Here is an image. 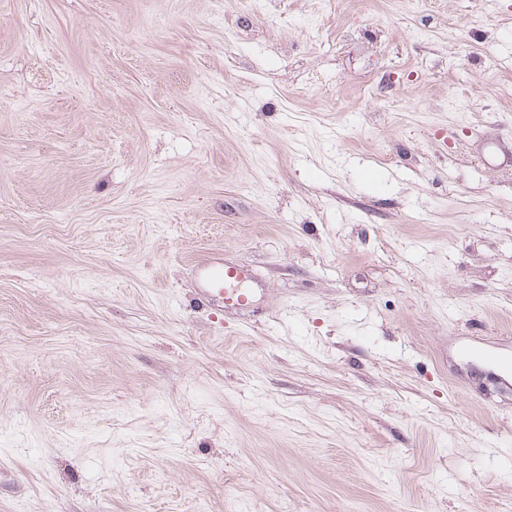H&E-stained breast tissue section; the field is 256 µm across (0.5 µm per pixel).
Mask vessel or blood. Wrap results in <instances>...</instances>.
<instances>
[{"label":"vessel or blood","instance_id":"obj_1","mask_svg":"<svg viewBox=\"0 0 512 512\" xmlns=\"http://www.w3.org/2000/svg\"><path fill=\"white\" fill-rule=\"evenodd\" d=\"M193 274L198 283L197 299L202 307L220 311L226 307L248 306L249 298L241 284L250 279L249 268L213 259L194 266Z\"/></svg>","mask_w":512,"mask_h":512}]
</instances>
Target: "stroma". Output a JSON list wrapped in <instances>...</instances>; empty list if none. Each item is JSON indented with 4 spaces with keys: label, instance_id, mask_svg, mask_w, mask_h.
<instances>
[{
    "label": "stroma",
    "instance_id": "stroma-1",
    "mask_svg": "<svg viewBox=\"0 0 512 512\" xmlns=\"http://www.w3.org/2000/svg\"><path fill=\"white\" fill-rule=\"evenodd\" d=\"M505 357L512 0H0V512H512ZM193 274L199 286L196 299L202 307L224 312V306L245 308L249 305L248 296L242 288H237L252 277L249 268L213 259L194 266Z\"/></svg>",
    "mask_w": 512,
    "mask_h": 512
}]
</instances>
